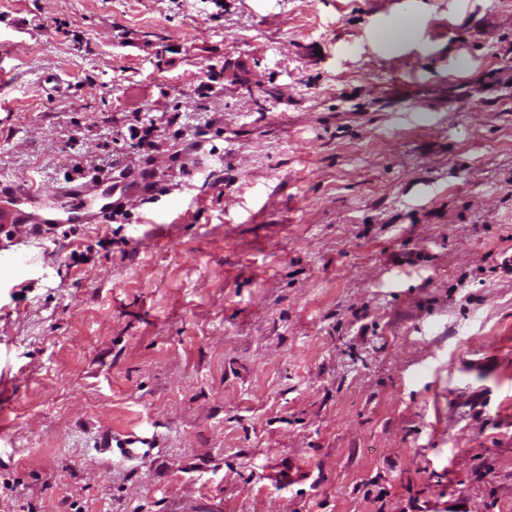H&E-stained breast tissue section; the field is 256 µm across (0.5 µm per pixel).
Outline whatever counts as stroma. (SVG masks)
I'll return each instance as SVG.
<instances>
[{"label": "stroma", "instance_id": "obj_1", "mask_svg": "<svg viewBox=\"0 0 512 512\" xmlns=\"http://www.w3.org/2000/svg\"><path fill=\"white\" fill-rule=\"evenodd\" d=\"M116 160L0 229V512H512V0H0V179ZM112 174L106 178L75 182L48 195L33 182L20 177L0 181V226L56 229L60 224H101L112 211Z\"/></svg>", "mask_w": 512, "mask_h": 512}]
</instances>
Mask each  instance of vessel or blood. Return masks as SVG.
I'll return each instance as SVG.
<instances>
[{"instance_id": "1", "label": "vessel or blood", "mask_w": 512, "mask_h": 512, "mask_svg": "<svg viewBox=\"0 0 512 512\" xmlns=\"http://www.w3.org/2000/svg\"><path fill=\"white\" fill-rule=\"evenodd\" d=\"M117 189L112 178H96L46 194L20 177L0 181V225L36 230L61 224H98L112 210Z\"/></svg>"}]
</instances>
